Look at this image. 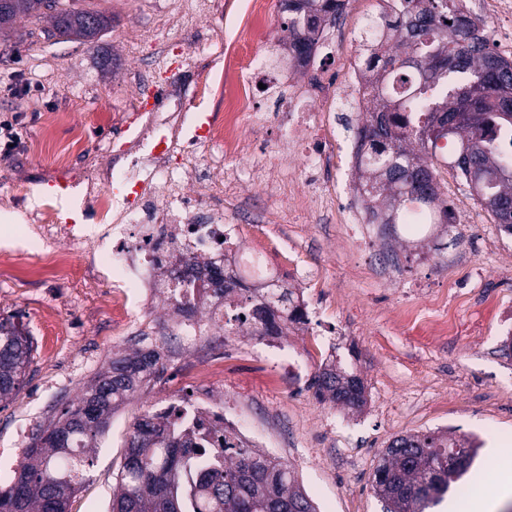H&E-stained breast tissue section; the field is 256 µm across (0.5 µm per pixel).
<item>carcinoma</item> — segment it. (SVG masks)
I'll use <instances>...</instances> for the list:
<instances>
[{
  "label": "carcinoma",
  "instance_id": "obj_1",
  "mask_svg": "<svg viewBox=\"0 0 512 512\" xmlns=\"http://www.w3.org/2000/svg\"><path fill=\"white\" fill-rule=\"evenodd\" d=\"M288 48L300 60L315 47V28L340 19V0H286ZM460 0H396L395 15L378 24L397 33L393 48L362 44L369 106L358 115L355 136L369 139L367 165H357L355 189L371 217L400 216L409 206L452 223L442 197L434 160L439 140L454 145L448 165L465 183L484 178L477 201L512 233V180L498 173L512 169V60L490 48ZM24 17L47 22V37L93 45L112 26L105 12L76 6V0H9L0 33ZM481 111L472 123L466 106ZM449 126L440 134L437 128ZM224 305L235 323L253 325L258 336L277 335L288 323L305 321L292 293L281 292L274 310L260 288H239L224 272ZM33 360V342L21 324L0 321V401L16 393ZM155 352L137 349L112 360L87 386L78 403L46 429L33 434L22 452L14 481L0 490V512H69L72 498L94 466L100 436L114 411L112 402L131 400L158 372ZM310 387L320 400L349 409L366 403L361 378L341 367L314 375ZM477 452L468 437L440 431L395 437L379 457L372 490L386 512H426L466 473ZM112 512H317L289 465L261 448H245L224 436L221 448L198 445L195 424L180 407L171 414L145 413L134 422L116 473Z\"/></svg>",
  "mask_w": 512,
  "mask_h": 512
}]
</instances>
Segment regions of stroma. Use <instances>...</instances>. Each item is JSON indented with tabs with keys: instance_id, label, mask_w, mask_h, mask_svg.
<instances>
[{
	"instance_id": "stroma-1",
	"label": "stroma",
	"mask_w": 512,
	"mask_h": 512,
	"mask_svg": "<svg viewBox=\"0 0 512 512\" xmlns=\"http://www.w3.org/2000/svg\"><path fill=\"white\" fill-rule=\"evenodd\" d=\"M105 10L112 29L97 45L54 43L41 27L19 19L0 36V112L22 109V143L10 156H0V241L23 244L24 210L7 208L13 196L27 208L49 201L60 218L80 216V198L57 191L83 174L82 155L65 169L54 165L56 148L67 143L72 128H81L87 152H108L119 129L112 117L131 121L140 109V94L154 86L162 50L178 53L193 42L213 37L233 0H211L206 16L185 22L168 13L166 0H84ZM279 0H269L266 38L258 48L277 70L288 67ZM45 87L42 97L19 100L7 90L14 72ZM52 111L68 114L65 125L48 128ZM439 180L455 214L449 226L410 240L396 237L353 243L338 224L321 215L294 221L289 190L303 183L271 186L246 183L237 201L250 207L273 196L279 209L272 222L243 223L241 244L265 248L269 266L313 265L315 279L295 278L288 286L313 297L318 316L285 329L289 347L318 371L317 343L330 342L334 361L363 380L366 403L349 410L275 385L271 368L252 357L261 339L238 329L241 357L227 361L218 385L224 405L247 414L268 450L292 465L319 512H383L371 489L378 457L390 441L407 432L450 429L472 436L483 448L512 447V354L502 345L512 338V234L472 196L465 182L444 167ZM39 250L0 263V318L21 323L34 342V358L26 380L10 399L0 402V451L8 464L0 470V488L11 484L22 450L37 428L56 420L76 403L83 390L107 369L116 354L153 348L162 357L161 372L133 400L114 413L99 438L94 466L71 504V512H111L114 473L131 425L160 399L177 402L190 396L186 371L197 360H217L219 342L206 340L197 355L169 353L164 326L173 313L155 302L146 313L156 332L148 338L119 333L121 316L112 308L106 283L83 298L86 258L72 251L67 271L54 278L19 277L15 266L35 267ZM446 295L452 306V331L430 336L398 326L394 317L405 303L425 304L431 294Z\"/></svg>"
}]
</instances>
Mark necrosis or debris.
<instances>
[{
    "label": "necrosis or debris",
    "mask_w": 512,
    "mask_h": 512,
    "mask_svg": "<svg viewBox=\"0 0 512 512\" xmlns=\"http://www.w3.org/2000/svg\"><path fill=\"white\" fill-rule=\"evenodd\" d=\"M268 0H242L240 20L233 40L190 47L177 63L178 70L195 69L209 62L203 82L195 83L193 96L211 102L220 116L200 122L181 107L142 113L138 124L122 126V165L99 166L85 154L81 133L56 155L67 166L72 155L84 153L91 173L84 180L82 200L99 228L96 235L76 233L74 225L59 223L53 206L34 209L29 244L41 252L38 275L54 277L69 267V253L83 251L91 280H108L114 293L146 310L156 299L170 300L180 287L199 311L215 325L224 323V299L212 279L211 268H235L254 283L270 282L276 271L269 267L262 247L226 245L231 229L224 209L209 204L198 188L210 180L212 170L225 159L249 157L254 146L245 126L255 121V90L265 84L278 101L273 120L280 129L269 159L256 162L253 178L273 183L286 170L299 169L305 182L318 184L327 164L346 167L357 148L341 136L337 121L345 106L363 110L366 100L364 65L359 54L347 59L343 80L321 96L292 85L283 73L268 69L264 60L250 54V46L264 34ZM398 320L430 336L448 334L451 327L448 300L438 296L429 310L402 305ZM188 408L216 435L234 431L237 442L255 447L256 440L244 419H230L223 406Z\"/></svg>",
    "instance_id": "necrosis-or-debris-1"
}]
</instances>
